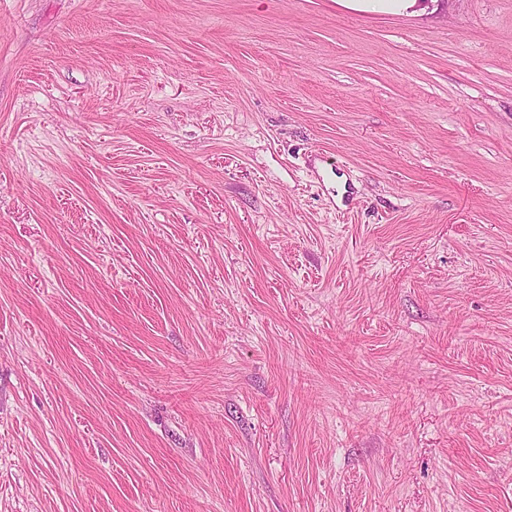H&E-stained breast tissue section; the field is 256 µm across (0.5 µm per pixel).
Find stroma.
<instances>
[{
	"mask_svg": "<svg viewBox=\"0 0 512 512\" xmlns=\"http://www.w3.org/2000/svg\"><path fill=\"white\" fill-rule=\"evenodd\" d=\"M0 512H512V0H0Z\"/></svg>",
	"mask_w": 512,
	"mask_h": 512,
	"instance_id": "35a3bbf8",
	"label": "stroma"
}]
</instances>
